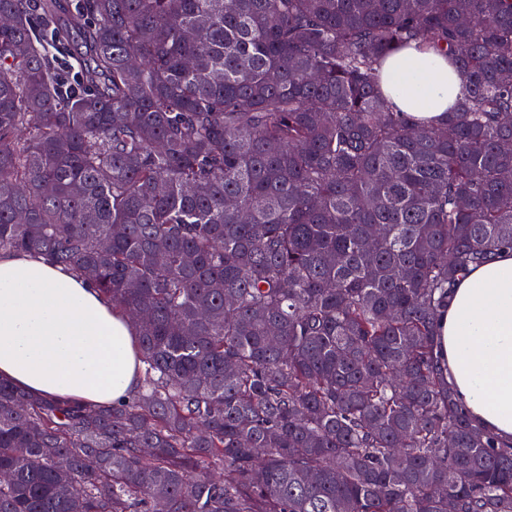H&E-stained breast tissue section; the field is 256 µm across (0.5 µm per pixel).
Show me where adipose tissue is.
<instances>
[{
  "mask_svg": "<svg viewBox=\"0 0 512 512\" xmlns=\"http://www.w3.org/2000/svg\"><path fill=\"white\" fill-rule=\"evenodd\" d=\"M381 89L417 122L444 118L462 92L447 57L407 49L382 65ZM448 381L464 411L512 441V251L457 281L438 318ZM0 379L33 394L111 405L141 386L130 319L70 271L0 252Z\"/></svg>",
  "mask_w": 512,
  "mask_h": 512,
  "instance_id": "ef3b65f1",
  "label": "adipose tissue"
}]
</instances>
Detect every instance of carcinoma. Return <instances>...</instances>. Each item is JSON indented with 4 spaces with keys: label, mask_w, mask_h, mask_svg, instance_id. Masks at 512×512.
<instances>
[{
    "label": "carcinoma",
    "mask_w": 512,
    "mask_h": 512,
    "mask_svg": "<svg viewBox=\"0 0 512 512\" xmlns=\"http://www.w3.org/2000/svg\"><path fill=\"white\" fill-rule=\"evenodd\" d=\"M0 251L132 320L141 392L0 380V512H512L437 320L512 247V0H0ZM84 44L76 90L57 60ZM448 54L436 125L381 63Z\"/></svg>",
    "instance_id": "1"
}]
</instances>
